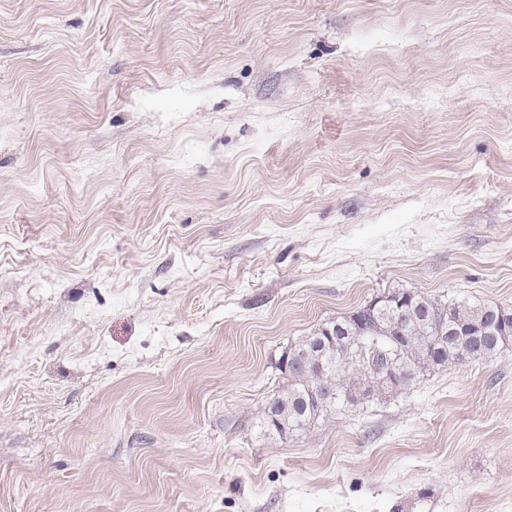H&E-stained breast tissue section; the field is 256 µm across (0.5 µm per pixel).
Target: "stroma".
I'll return each mask as SVG.
<instances>
[{
    "mask_svg": "<svg viewBox=\"0 0 512 512\" xmlns=\"http://www.w3.org/2000/svg\"><path fill=\"white\" fill-rule=\"evenodd\" d=\"M396 290L512 308V0H0V512H512V341L267 427Z\"/></svg>",
    "mask_w": 512,
    "mask_h": 512,
    "instance_id": "stroma-1",
    "label": "stroma"
}]
</instances>
